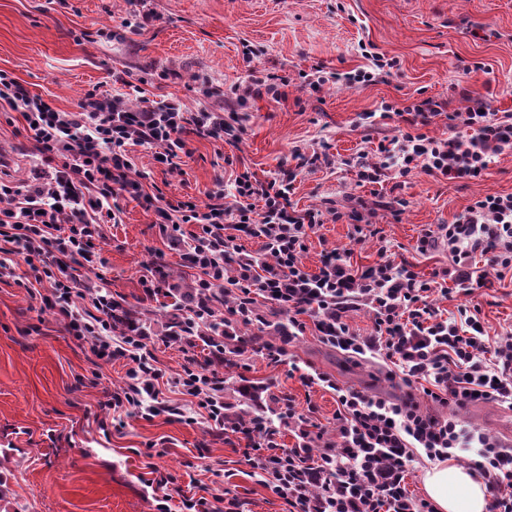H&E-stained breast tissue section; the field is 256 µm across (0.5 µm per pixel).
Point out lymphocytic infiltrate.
<instances>
[{"mask_svg": "<svg viewBox=\"0 0 512 512\" xmlns=\"http://www.w3.org/2000/svg\"><path fill=\"white\" fill-rule=\"evenodd\" d=\"M358 48L364 65L339 72L316 63L301 72L304 84L315 90L336 83L362 88L386 81L401 68L397 57L363 42ZM262 54V48L244 45L243 58L250 65L246 80L223 86L198 74L199 91L223 100L225 112L245 107L252 98L280 101L288 79L255 66ZM459 93L466 105L451 112L446 101L427 97L402 107L385 101L378 112L365 113L366 126L395 117L406 129L379 141L374 153L347 159L359 183L377 184L390 174L405 178L417 170L458 181L487 175L495 156L512 149V114L494 116L486 98L467 86ZM0 112L19 114L42 163L53 169L44 188L29 190L0 180V252L12 257L0 263V282H13L39 297L69 336L97 357L126 362V377L107 402L113 420L132 409L148 420L165 413L191 424L200 417L216 435L244 437L247 464L285 501L287 512H433L429 502L408 489L414 461L423 456L442 462L471 448L476 452L471 467L492 496L489 512H512V448L479 429L464 428L455 417L424 414L418 404L423 398L453 409L495 401L512 408V344L490 345L471 310L463 307L458 318L443 319L431 302L445 282L469 297L512 272V193L476 200L454 222L423 231L417 251L444 245L451 259L433 279H423L408 260L396 263L384 255L359 269L336 249L323 253L312 273L301 255L322 213L296 209L292 176L262 180L246 170L236 176L230 194L219 177L201 204L162 202L136 179L129 146H149L157 162L177 170L192 155L190 137L237 145V129L225 112H191L173 97H142L134 103L129 94L95 88L84 93L78 111L68 112L3 70ZM436 117L447 121V136L424 133ZM127 195L153 207L161 232L181 247L183 260L195 270L197 288L225 283L234 289L235 320L264 298L287 313L290 338L314 325L325 344L392 363L411 394L395 402L343 387L327 374L285 362V347L269 342L261 352L270 363H288L304 386L335 394V438L316 428L311 407L287 406L276 423L229 421L223 377L192 357L169 380L181 401L160 399L158 383L166 377L148 336L132 326L115 332L119 301L107 291H86L79 278L80 272L92 273L101 265L97 243L105 237V225L118 223L119 200ZM188 224L196 225L197 233L186 234ZM242 237L260 241L272 262L245 252L238 243ZM477 254L486 260L479 271L471 263ZM360 301L374 315L368 336L355 334L344 320ZM284 424L299 437L288 450L278 442Z\"/></svg>", "mask_w": 512, "mask_h": 512, "instance_id": "obj_1", "label": "lymphocytic infiltrate"}]
</instances>
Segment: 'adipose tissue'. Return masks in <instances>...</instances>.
<instances>
[{
	"instance_id": "obj_1",
	"label": "adipose tissue",
	"mask_w": 512,
	"mask_h": 512,
	"mask_svg": "<svg viewBox=\"0 0 512 512\" xmlns=\"http://www.w3.org/2000/svg\"><path fill=\"white\" fill-rule=\"evenodd\" d=\"M423 482L436 512H487L484 485L463 465L435 463L425 472Z\"/></svg>"
}]
</instances>
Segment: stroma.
I'll return each mask as SVG.
<instances>
[{
  "label": "stroma",
  "mask_w": 512,
  "mask_h": 512,
  "mask_svg": "<svg viewBox=\"0 0 512 512\" xmlns=\"http://www.w3.org/2000/svg\"><path fill=\"white\" fill-rule=\"evenodd\" d=\"M160 22L136 31L125 27L130 0H0V70L24 81L36 94L64 111L76 110L92 88L111 93L137 86L145 97L175 96L190 110L222 111V100L192 88L204 73L220 83L243 81L244 44L263 47L260 67L286 76L287 96L280 102L250 100L237 146L193 140V154L182 170L168 171L153 149L135 145L129 153L144 172L148 193L171 200L205 202L216 174L232 192L243 169L259 177L294 172L292 201L298 209L333 207L341 220L326 215L311 233L301 260L317 271L323 251L350 253L353 267L374 264L379 254L409 260L421 276L448 266L447 247L415 252L422 230L448 224L476 199L512 193V150L495 158L487 176L455 182L418 170L402 186H360L346 159L397 136L399 120L372 129L359 116L381 101L405 104L423 91L450 98L462 79L463 64L484 63L492 106L512 113V0H147ZM115 30L117 41L99 37ZM398 57L400 70L387 81L363 88L330 85L301 87L299 73L315 63L347 71L362 65L359 41ZM169 79H161V72ZM11 113L0 112V177L42 186L51 170L42 165L33 142L16 134ZM326 148L329 163L298 166L294 148ZM368 208L364 221L381 233L359 238L347 219L355 198ZM406 200L400 212L388 209L393 198ZM120 221L105 227L97 248L103 260L97 274L85 275L87 287L111 291L125 307L151 326L149 340L167 376L180 373L187 354L205 360L208 348L194 338L190 350L166 339L169 314L164 294L147 293L142 279L156 254H163L170 285L193 286L195 272L183 262L144 201L120 198ZM432 300L442 316L461 306H479L478 318L490 340L512 342V274L470 297ZM290 359L328 374L341 385L369 395L399 399L407 388L377 362L357 360L322 343L314 325L287 346ZM124 362H106L69 336L62 324L24 288L0 284V512H157L146 480L150 467L176 477L181 487L219 493L231 488L245 512H282L281 499L251 474L239 448L210 434L206 423L186 424L158 415L150 420L130 414L125 427L109 422L108 394L121 384ZM225 402H233L238 377L267 384L270 393L290 398L297 410L317 408L326 430L336 427V396L319 386L306 387L261 354L234 356L219 370Z\"/></svg>",
  "instance_id": "1"
}]
</instances>
